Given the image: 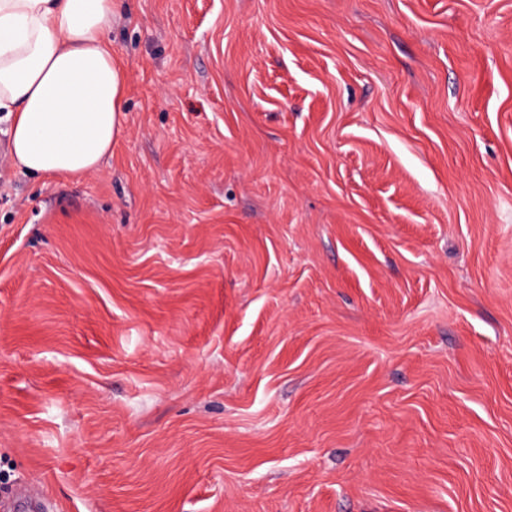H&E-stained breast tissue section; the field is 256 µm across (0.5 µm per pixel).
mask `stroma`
Returning <instances> with one entry per match:
<instances>
[{
	"label": "stroma",
	"instance_id": "1",
	"mask_svg": "<svg viewBox=\"0 0 512 512\" xmlns=\"http://www.w3.org/2000/svg\"><path fill=\"white\" fill-rule=\"evenodd\" d=\"M81 177L0 122L7 512H512V0H125Z\"/></svg>",
	"mask_w": 512,
	"mask_h": 512
}]
</instances>
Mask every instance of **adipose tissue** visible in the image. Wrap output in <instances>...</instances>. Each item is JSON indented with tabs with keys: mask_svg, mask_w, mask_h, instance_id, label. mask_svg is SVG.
<instances>
[{
	"mask_svg": "<svg viewBox=\"0 0 512 512\" xmlns=\"http://www.w3.org/2000/svg\"><path fill=\"white\" fill-rule=\"evenodd\" d=\"M122 0H0V117L30 173L95 170L124 131L127 76L108 33Z\"/></svg>",
	"mask_w": 512,
	"mask_h": 512,
	"instance_id": "ef3b65f1",
	"label": "adipose tissue"
}]
</instances>
